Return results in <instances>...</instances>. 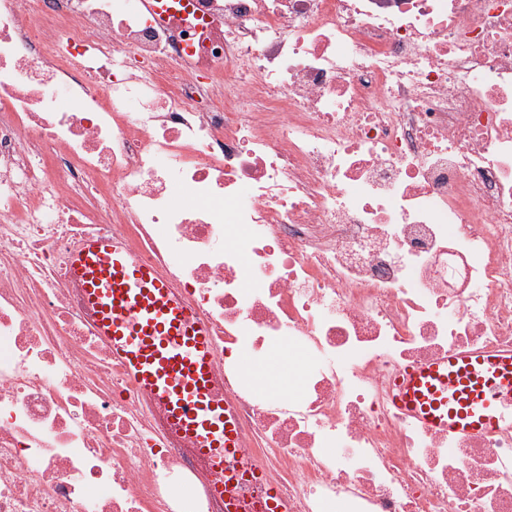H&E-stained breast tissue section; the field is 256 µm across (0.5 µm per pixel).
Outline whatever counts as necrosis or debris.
Returning a JSON list of instances; mask_svg holds the SVG:
<instances>
[{"instance_id": "4bbe7bcc", "label": "necrosis or debris", "mask_w": 512, "mask_h": 512, "mask_svg": "<svg viewBox=\"0 0 512 512\" xmlns=\"http://www.w3.org/2000/svg\"><path fill=\"white\" fill-rule=\"evenodd\" d=\"M0 0V512H224L68 266L122 237L211 327L288 512H512V424L393 405L512 347V0ZM303 352L296 394L245 362Z\"/></svg>"}]
</instances>
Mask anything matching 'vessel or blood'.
<instances>
[{
  "mask_svg": "<svg viewBox=\"0 0 512 512\" xmlns=\"http://www.w3.org/2000/svg\"><path fill=\"white\" fill-rule=\"evenodd\" d=\"M71 273L82 283L96 330L113 357L196 452L223 470L224 512H242L236 489L260 482L262 472L240 462L236 418L213 391L215 349L208 325L119 237L88 238ZM394 401L431 430L490 431L512 419V349L458 352L406 367Z\"/></svg>",
  "mask_w": 512,
  "mask_h": 512,
  "instance_id": "b4317fda",
  "label": "vessel or blood"
}]
</instances>
